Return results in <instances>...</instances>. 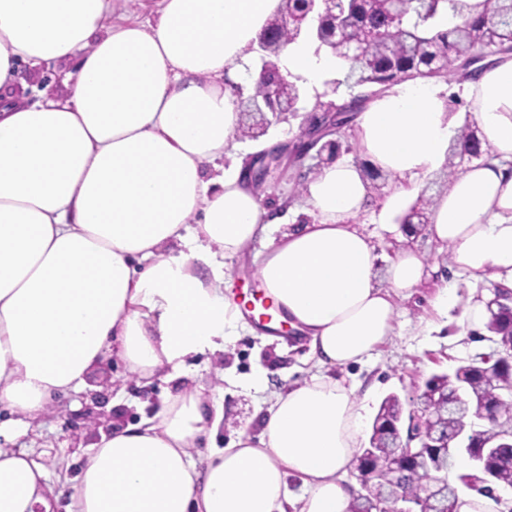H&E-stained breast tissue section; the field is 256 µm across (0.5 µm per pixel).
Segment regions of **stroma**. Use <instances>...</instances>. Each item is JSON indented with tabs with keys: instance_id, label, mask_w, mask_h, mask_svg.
I'll use <instances>...</instances> for the list:
<instances>
[{
	"instance_id": "stroma-1",
	"label": "stroma",
	"mask_w": 512,
	"mask_h": 512,
	"mask_svg": "<svg viewBox=\"0 0 512 512\" xmlns=\"http://www.w3.org/2000/svg\"><path fill=\"white\" fill-rule=\"evenodd\" d=\"M71 70V65L64 63L21 67L16 76L18 95L30 102L64 95ZM285 78L299 87V110L273 123L264 137L241 139L245 163L256 162L271 139L296 147L304 139L301 127L307 113L323 110L331 103L342 104L351 96L338 75L314 88L304 85L301 77L293 73H286ZM326 161V155L314 148L303 158L289 155L272 166L266 181L257 189L270 217L281 215L291 206L296 186L306 183L316 164ZM412 242L427 253L429 275L413 296L395 297V336L367 363L332 371L346 386L361 393L371 392L370 409L374 412L393 394L398 396L404 414H412L431 375L452 372L458 365L493 349L492 343L478 333L465 340L456 337L457 321L469 296L485 292L490 280L452 275L446 250L429 243L423 235L413 237ZM447 285L455 288L457 300L442 314L434 308L433 298L438 288ZM314 372L305 337L287 328L277 333L259 328L245 333L225 353L197 356L188 361L184 373L169 380L141 378L111 358L105 360L103 368L88 375L83 390L56 401L16 444L47 469L54 488L51 512H67L85 460L92 445L101 438L100 432L88 429L94 418L106 416L110 427L117 429L136 425L152 419L170 396L199 383L206 388L202 413L211 427L201 437L196 452L206 455L230 447L240 431L260 435L262 419L274 394L308 380ZM105 376L110 378V385H102Z\"/></svg>"
}]
</instances>
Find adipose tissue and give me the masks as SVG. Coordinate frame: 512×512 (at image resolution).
Listing matches in <instances>:
<instances>
[{"instance_id":"obj_1","label":"adipose tissue","mask_w":512,"mask_h":512,"mask_svg":"<svg viewBox=\"0 0 512 512\" xmlns=\"http://www.w3.org/2000/svg\"><path fill=\"white\" fill-rule=\"evenodd\" d=\"M116 2L0 0V512L47 506L44 467L12 442L106 354L152 377L225 351L247 324L222 259L266 237L260 283L319 374L276 396L259 437L204 458L203 388L184 389L155 421L101 437L69 512H348L368 404L323 370L365 363L395 333L393 294L428 275L420 250L383 259L356 227L373 205L361 165L395 181L382 216H404L462 123L453 89L374 96L355 116L362 163L319 169L292 207L308 223L280 234L243 167L205 165L238 148V87L281 0H158L146 23L111 22ZM61 61L76 69L67 95L14 94L21 65ZM282 65L314 87L341 62L304 38ZM461 98L483 155L435 197L427 233L450 270L512 289V53Z\"/></svg>"}]
</instances>
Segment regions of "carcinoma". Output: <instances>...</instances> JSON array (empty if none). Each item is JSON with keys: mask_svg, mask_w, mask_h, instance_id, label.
I'll list each match as a JSON object with an SVG mask.
<instances>
[{"mask_svg": "<svg viewBox=\"0 0 512 512\" xmlns=\"http://www.w3.org/2000/svg\"><path fill=\"white\" fill-rule=\"evenodd\" d=\"M448 0H336V10L317 18L319 40L326 43V34L336 31L352 40L359 49L358 56L349 58L341 51L336 57L348 64L344 83L349 89L366 87L369 100L389 87L408 80L427 79L448 75L456 81L468 79L460 70L462 61L476 51L501 50L512 44V0H492L491 7L474 19L450 23L445 30L438 29L439 20L447 10ZM308 0H281V8L271 18L265 30L273 31L278 40L290 44L297 40L308 20ZM476 125L465 122L452 138L448 148V177L459 172L455 159H477L481 155ZM431 200L419 198L403 219L405 224L429 223ZM503 381L491 385L476 380L468 365L458 366L451 374H435L419 395L421 403L436 412L440 420L470 424L474 422L470 410L447 399L448 390L458 381L474 384L486 398L496 399L498 389L507 379L512 380V368L503 365L496 372ZM402 405L395 395L381 403L372 424L370 441L378 448L374 463L379 472L387 463L395 462L400 450L395 448L394 432L384 430L391 422H399ZM500 483L512 486V447L504 448L491 461ZM403 483L415 490L421 489L430 478L424 464L400 469ZM427 512H456V500L446 494L426 503Z\"/></svg>", "mask_w": 512, "mask_h": 512, "instance_id": "carcinoma-1", "label": "carcinoma"}]
</instances>
